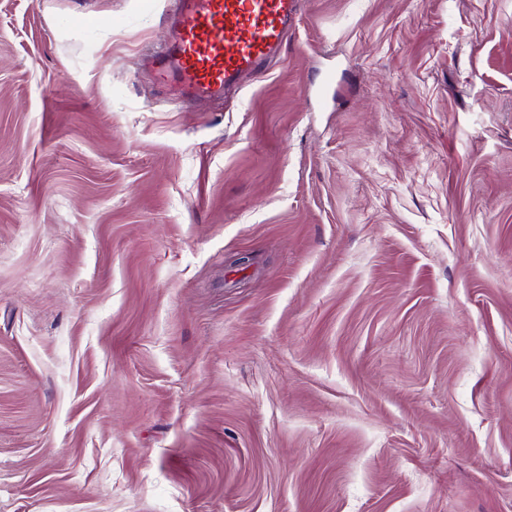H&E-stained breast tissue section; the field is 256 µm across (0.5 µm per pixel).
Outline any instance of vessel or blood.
Masks as SVG:
<instances>
[{"mask_svg": "<svg viewBox=\"0 0 512 512\" xmlns=\"http://www.w3.org/2000/svg\"><path fill=\"white\" fill-rule=\"evenodd\" d=\"M297 14L298 0H174L155 74L194 101L229 96L280 51Z\"/></svg>", "mask_w": 512, "mask_h": 512, "instance_id": "vessel-or-blood-1", "label": "vessel or blood"}]
</instances>
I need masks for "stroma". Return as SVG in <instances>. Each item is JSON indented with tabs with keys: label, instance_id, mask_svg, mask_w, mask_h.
<instances>
[{
	"label": "stroma",
	"instance_id": "1",
	"mask_svg": "<svg viewBox=\"0 0 512 512\" xmlns=\"http://www.w3.org/2000/svg\"><path fill=\"white\" fill-rule=\"evenodd\" d=\"M169 7L0 0V512H512V0ZM297 14L298 0H175L153 70L191 101L228 97L280 51Z\"/></svg>",
	"mask_w": 512,
	"mask_h": 512
}]
</instances>
